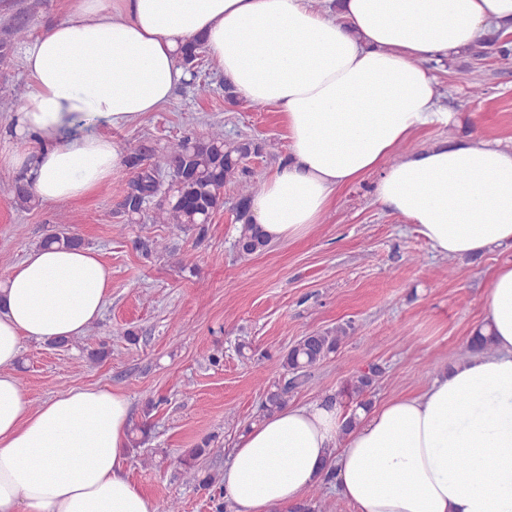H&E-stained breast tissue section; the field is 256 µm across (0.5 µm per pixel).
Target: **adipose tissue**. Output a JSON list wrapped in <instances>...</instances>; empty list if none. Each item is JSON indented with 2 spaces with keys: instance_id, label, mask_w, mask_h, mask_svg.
I'll return each instance as SVG.
<instances>
[{
  "instance_id": "ef3b65f1",
  "label": "adipose tissue",
  "mask_w": 512,
  "mask_h": 512,
  "mask_svg": "<svg viewBox=\"0 0 512 512\" xmlns=\"http://www.w3.org/2000/svg\"><path fill=\"white\" fill-rule=\"evenodd\" d=\"M80 0L31 41L30 93L0 130V157L46 204L111 183L121 129L188 78L201 39L236 94L273 105L288 155L250 205L268 242L309 235L338 189L376 173L373 198L448 258L512 248V146L482 136L416 151L448 124L435 66L492 29L512 0ZM93 249L32 248L0 279V512H157L122 467L131 405L96 385L33 404L11 368L24 341L73 339L104 310ZM488 350L349 421L339 405H287L237 441L222 488L235 512H287L329 482L354 512H512V259L483 298Z\"/></svg>"
}]
</instances>
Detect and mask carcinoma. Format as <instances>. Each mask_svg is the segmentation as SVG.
Returning a JSON list of instances; mask_svg holds the SVG:
<instances>
[{
	"label": "carcinoma",
	"mask_w": 512,
	"mask_h": 512,
	"mask_svg": "<svg viewBox=\"0 0 512 512\" xmlns=\"http://www.w3.org/2000/svg\"><path fill=\"white\" fill-rule=\"evenodd\" d=\"M182 63L197 76L200 66L198 45L190 44L181 53ZM271 144L252 138H229L216 127L203 137L183 136L169 144L162 158L151 162L139 151L128 157V167L134 173L124 191L121 204L127 220L146 219L152 224H166L177 232H194L197 238L207 235V219L223 204L224 185L237 190L235 204L236 220L240 224L236 249L247 257L263 249L268 242L254 228L249 214L250 200L260 192L262 184L247 166V161L267 153ZM14 202L30 209L37 205L34 196L21 182L14 186ZM64 243L80 246L83 239L65 229L42 238L41 244ZM138 248L145 257L168 250L162 237L141 240ZM354 332L352 323L338 324L334 328L305 332L280 356V366L286 380L264 388L261 403L263 413H270L288 403V391L309 382V370L336 353ZM382 369L368 363L358 370L343 389L336 394H327L324 401L333 403L347 396L365 408L370 401L367 396L375 386ZM212 439L205 438L181 459V476L185 483L208 490L216 481L211 474L201 475L196 460L211 452Z\"/></svg>",
	"instance_id": "1"
}]
</instances>
